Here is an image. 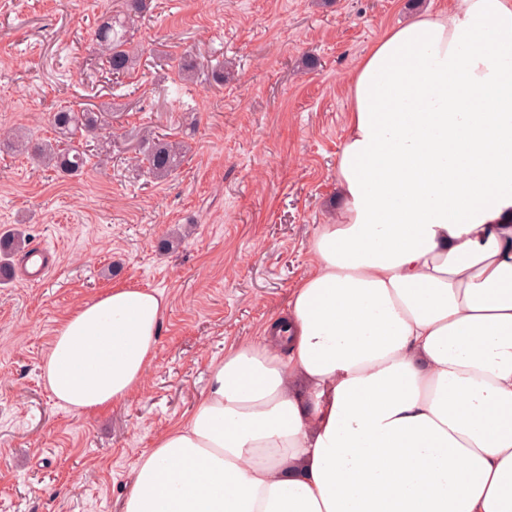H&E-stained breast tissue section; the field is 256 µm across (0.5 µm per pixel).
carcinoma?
Instances as JSON below:
<instances>
[{
  "mask_svg": "<svg viewBox=\"0 0 512 512\" xmlns=\"http://www.w3.org/2000/svg\"><path fill=\"white\" fill-rule=\"evenodd\" d=\"M124 5L123 13L106 17L92 38L109 70L119 75L136 64V48L130 32L145 11L146 0H125ZM50 125L58 143L53 145L36 140L25 128L18 127L9 134L11 147L62 173L76 175L91 164L92 158L99 157V154L85 148L84 141L99 138L105 145L111 142V136L101 134L98 113L90 109L61 106L51 113ZM61 143L66 147L59 148ZM183 153L184 147L180 143L157 139L152 141L141 162L146 164L147 172L154 178L164 179L180 166ZM26 238L25 230L20 228L0 234V283L12 279L14 267L11 258L23 251Z\"/></svg>",
  "mask_w": 512,
  "mask_h": 512,
  "instance_id": "cac0c4a2",
  "label": "carcinoma"
}]
</instances>
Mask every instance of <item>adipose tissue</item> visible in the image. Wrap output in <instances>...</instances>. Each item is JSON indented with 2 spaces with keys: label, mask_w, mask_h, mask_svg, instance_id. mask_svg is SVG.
<instances>
[{
  "label": "adipose tissue",
  "mask_w": 512,
  "mask_h": 512,
  "mask_svg": "<svg viewBox=\"0 0 512 512\" xmlns=\"http://www.w3.org/2000/svg\"><path fill=\"white\" fill-rule=\"evenodd\" d=\"M348 93L312 264L140 456L123 512H512V0L388 29ZM165 311L125 285L69 316L57 403L139 389Z\"/></svg>",
  "instance_id": "obj_1"
}]
</instances>
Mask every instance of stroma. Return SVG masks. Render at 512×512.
<instances>
[{
  "mask_svg": "<svg viewBox=\"0 0 512 512\" xmlns=\"http://www.w3.org/2000/svg\"><path fill=\"white\" fill-rule=\"evenodd\" d=\"M122 0H0V132L49 138L62 105L102 115L110 155L68 176L0 149V233L56 251L41 283L0 284V512H122L139 457L202 399L226 342L261 334L336 217L347 77L412 0H151L117 76L91 38ZM198 65L185 81L171 64ZM318 60L303 66L306 55ZM187 145L152 179L147 134ZM193 233L173 252L160 242ZM163 293L158 351L111 408L63 407L42 378L55 329L119 285Z\"/></svg>",
  "mask_w": 512,
  "mask_h": 512,
  "instance_id": "obj_1",
  "label": "stroma"
}]
</instances>
